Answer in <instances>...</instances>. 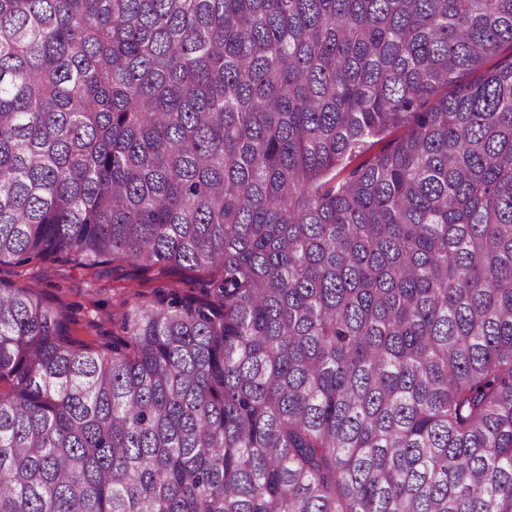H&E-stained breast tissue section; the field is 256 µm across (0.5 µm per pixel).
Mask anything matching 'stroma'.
Segmentation results:
<instances>
[{
  "instance_id": "35a3bbf8",
  "label": "stroma",
  "mask_w": 512,
  "mask_h": 512,
  "mask_svg": "<svg viewBox=\"0 0 512 512\" xmlns=\"http://www.w3.org/2000/svg\"><path fill=\"white\" fill-rule=\"evenodd\" d=\"M0 277L44 294L68 313L77 335L88 341L121 335L127 304L136 296L149 299L173 286L190 295L203 286L201 278L191 272L126 262L113 263L99 277L90 270L56 264L37 279L30 278L28 267L2 264Z\"/></svg>"
}]
</instances>
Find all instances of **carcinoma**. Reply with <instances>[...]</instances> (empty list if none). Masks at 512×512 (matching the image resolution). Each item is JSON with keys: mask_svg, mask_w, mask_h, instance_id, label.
<instances>
[{"mask_svg": "<svg viewBox=\"0 0 512 512\" xmlns=\"http://www.w3.org/2000/svg\"><path fill=\"white\" fill-rule=\"evenodd\" d=\"M505 43L512 0H0V264L206 275L99 344L0 279V512H512Z\"/></svg>", "mask_w": 512, "mask_h": 512, "instance_id": "obj_1", "label": "carcinoma"}]
</instances>
